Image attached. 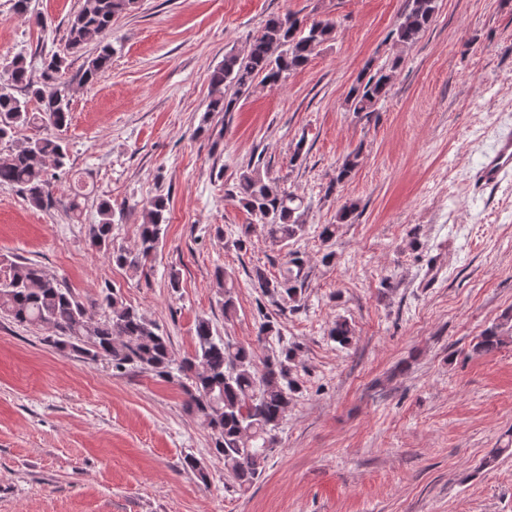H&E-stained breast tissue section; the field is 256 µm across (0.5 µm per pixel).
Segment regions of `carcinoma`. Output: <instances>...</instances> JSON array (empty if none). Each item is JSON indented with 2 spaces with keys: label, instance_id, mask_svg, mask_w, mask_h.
I'll return each instance as SVG.
<instances>
[{
  "label": "carcinoma",
  "instance_id": "carcinoma-1",
  "mask_svg": "<svg viewBox=\"0 0 512 512\" xmlns=\"http://www.w3.org/2000/svg\"><path fill=\"white\" fill-rule=\"evenodd\" d=\"M134 0H82L69 20L66 51L40 56V76L34 74L33 61L15 56L0 73V143H13L23 130L31 135L0 155V184L19 187L36 209L55 205L72 220L83 213L82 195L75 193L67 201L55 197L52 179L66 173V145L52 134L67 127L71 120L67 85L63 76L69 67L67 55L81 52L88 44H97V54L87 60L81 81L92 85L105 72L112 58L110 44L102 43L112 31L113 21L129 10ZM437 0H408L403 19L392 33L394 43L414 44L431 25ZM335 24L329 20L307 23L296 14L272 16L253 36L244 53L230 52L224 64L210 76V100L206 112L229 114L236 111L240 97L260 81L277 87L288 74L307 66L317 48L329 41ZM401 56L386 65L373 67L368 62L349 88L346 102L356 114L369 116L377 104L388 97L393 72ZM54 173H48L46 161ZM359 165V151L345 156L327 187L331 193L349 181ZM225 195L237 199L254 217L241 227L233 241L235 249H247L252 235L259 230L271 244L286 248L306 229L304 198L280 189L259 166L247 163ZM169 197L157 195L141 212L137 247L129 249L112 238L115 210L102 199L97 204L96 222L89 226L90 244L119 267L134 272L153 255L165 233ZM309 272L296 251L286 252L279 276L270 278L257 268L253 279L272 305L283 301L300 303ZM214 281L224 319L236 314L233 282L218 268ZM97 306L107 312L94 317L67 288L36 262L0 256V313L29 327H46L54 333L50 342L89 361L106 359L120 371L128 366L146 370L160 378L176 381L186 395L185 407L211 435L212 452L223 457L224 480L230 487L245 492L262 476L268 453L276 442V432L288 416L297 381L296 348L282 342L277 320L262 314L256 343L277 339L278 348L257 359L252 345H241L214 334L205 318L196 325L193 355L174 358L169 338L159 327L135 308L126 305L121 295L106 291ZM512 322V311L502 315V322L486 329L475 349L493 353L504 343L503 328ZM353 335L351 325L337 319L329 330L330 338L346 346Z\"/></svg>",
  "mask_w": 512,
  "mask_h": 512
}]
</instances>
